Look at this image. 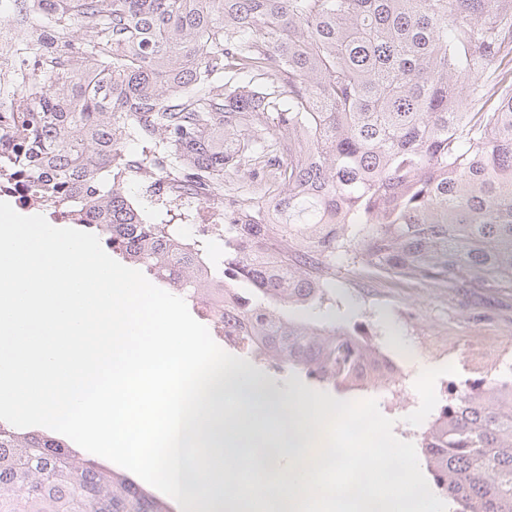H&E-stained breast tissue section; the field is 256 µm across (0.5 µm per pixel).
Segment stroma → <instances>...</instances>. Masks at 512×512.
<instances>
[{
  "mask_svg": "<svg viewBox=\"0 0 512 512\" xmlns=\"http://www.w3.org/2000/svg\"><path fill=\"white\" fill-rule=\"evenodd\" d=\"M126 191L151 224H176L197 237L201 224L220 222L221 203L196 198L151 196L146 182ZM367 336L394 363L403 392L380 388L345 392L348 401L376 399L394 421L393 433L420 444L443 405L477 379L512 377V291L470 293L424 288L411 281L357 278L348 264L336 267V287L321 312Z\"/></svg>",
  "mask_w": 512,
  "mask_h": 512,
  "instance_id": "35a3bbf8",
  "label": "stroma"
}]
</instances>
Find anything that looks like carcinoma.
<instances>
[{
	"mask_svg": "<svg viewBox=\"0 0 512 512\" xmlns=\"http://www.w3.org/2000/svg\"><path fill=\"white\" fill-rule=\"evenodd\" d=\"M0 99V188L93 233L187 299L224 296V344L339 389L392 361L317 309L344 258L421 285L512 291V0H29ZM241 76L255 82L242 85ZM141 145L131 156L128 142ZM279 184L275 223L205 230L217 262L123 190L171 175ZM512 382H476L422 448L459 512H512ZM0 512H172L57 437L0 423Z\"/></svg>",
	"mask_w": 512,
	"mask_h": 512,
	"instance_id": "carcinoma-1",
	"label": "carcinoma"
}]
</instances>
